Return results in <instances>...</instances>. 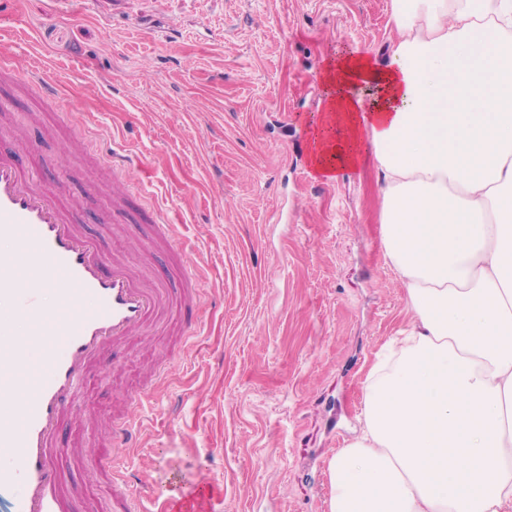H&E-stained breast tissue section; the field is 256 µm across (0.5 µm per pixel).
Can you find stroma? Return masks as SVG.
Returning a JSON list of instances; mask_svg holds the SVG:
<instances>
[{
    "label": "stroma",
    "instance_id": "obj_1",
    "mask_svg": "<svg viewBox=\"0 0 512 512\" xmlns=\"http://www.w3.org/2000/svg\"><path fill=\"white\" fill-rule=\"evenodd\" d=\"M390 13V0H0V39L57 92L0 83V123L28 138L0 134V155L39 173L106 256L154 277L169 255L146 249L150 228L101 221L99 155L133 150L138 205L168 211L204 293L89 366L56 440L67 512H118L126 490L171 512H328V461L361 433L364 382L412 315L374 171L316 179L310 136L322 69L378 55ZM71 107L102 131L96 146ZM130 414L144 426L121 485L90 457Z\"/></svg>",
    "mask_w": 512,
    "mask_h": 512
}]
</instances>
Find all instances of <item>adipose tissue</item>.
Returning a JSON list of instances; mask_svg holds the SVG:
<instances>
[{
  "label": "adipose tissue",
  "mask_w": 512,
  "mask_h": 512,
  "mask_svg": "<svg viewBox=\"0 0 512 512\" xmlns=\"http://www.w3.org/2000/svg\"><path fill=\"white\" fill-rule=\"evenodd\" d=\"M383 58L336 56L310 164L375 169L413 328L328 462V512H512V0H391Z\"/></svg>",
  "instance_id": "adipose-tissue-1"
}]
</instances>
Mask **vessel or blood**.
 <instances>
[{
	"label": "vessel or blood",
	"instance_id": "vessel-or-blood-1",
	"mask_svg": "<svg viewBox=\"0 0 512 512\" xmlns=\"http://www.w3.org/2000/svg\"><path fill=\"white\" fill-rule=\"evenodd\" d=\"M0 65L52 94L34 60L0 46ZM107 164L115 176L112 208L119 214L133 190L123 175L133 169L134 158L112 153ZM0 238L12 243L0 250V393L20 388L18 373L29 365V341L16 337L17 321H29L43 353L31 399L18 409L0 402V448L14 451L10 461L0 463V502L7 512H65L54 435L86 367L108 347L138 335L171 304H188L191 296L185 291L171 296L139 280L124 263L106 262L100 242L70 223L57 195L5 157L0 158ZM49 288L56 296L51 309L41 301ZM136 432L132 419L111 428L117 449L106 462L111 476H123V451Z\"/></svg>",
	"mask_w": 512,
	"mask_h": 512
}]
</instances>
